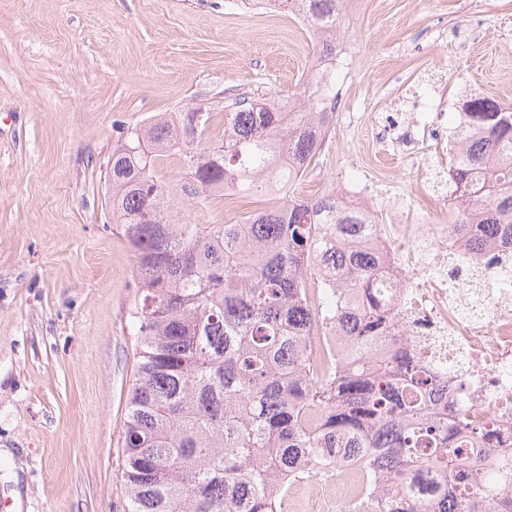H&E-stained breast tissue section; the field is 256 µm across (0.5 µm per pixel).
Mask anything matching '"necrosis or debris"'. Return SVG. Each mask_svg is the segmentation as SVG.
<instances>
[{
	"mask_svg": "<svg viewBox=\"0 0 512 512\" xmlns=\"http://www.w3.org/2000/svg\"><path fill=\"white\" fill-rule=\"evenodd\" d=\"M447 104L428 100L422 116L428 155L443 170L448 136L439 122ZM441 187L423 202V221L405 224L399 210L373 244L389 260L379 293L400 336V351L421 357L448 373L461 400L465 419L474 425L493 421L490 434L478 439L462 460L472 483H482L481 462L493 456L512 469V258L491 264L471 283L472 264L464 240L448 233V208ZM310 363L323 371L338 366L342 355L322 318H315L308 338ZM357 463L341 462L342 480L310 482L300 492L301 512H335L354 497Z\"/></svg>",
	"mask_w": 512,
	"mask_h": 512,
	"instance_id": "1",
	"label": "necrosis or debris"
}]
</instances>
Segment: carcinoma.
<instances>
[{
	"label": "carcinoma",
	"mask_w": 512,
	"mask_h": 512,
	"mask_svg": "<svg viewBox=\"0 0 512 512\" xmlns=\"http://www.w3.org/2000/svg\"><path fill=\"white\" fill-rule=\"evenodd\" d=\"M320 27L318 57H336L345 0H279ZM331 89L303 74L285 105L224 94V138L204 141L183 112L181 139L159 119L129 126L112 149V223L136 263V377L126 400L122 473L127 512H281L291 487L354 456L360 501L347 512H495L506 484L475 487L459 473L464 421L448 417L446 384L396 354L373 291L384 258L351 240L378 234L338 194L288 196L231 224H191L156 177L172 144L182 194L207 202L290 187L315 157L314 115ZM449 176L448 233L485 260L487 235L512 238V108L469 101ZM334 272L321 311L344 345L345 363L311 370L306 295L311 275Z\"/></svg>",
	"instance_id": "obj_1"
}]
</instances>
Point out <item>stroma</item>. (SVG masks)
<instances>
[{"label": "stroma", "instance_id": "35a3bbf8", "mask_svg": "<svg viewBox=\"0 0 512 512\" xmlns=\"http://www.w3.org/2000/svg\"><path fill=\"white\" fill-rule=\"evenodd\" d=\"M344 112L292 187L306 198L370 185L419 221L433 176L412 133L444 93L449 130L477 96L512 106V0H365L346 19ZM315 43L285 12L242 0H0V512H125L122 440L136 336L134 257L109 212L122 128L211 106L225 93L296 97ZM158 175L194 224L236 221L265 196L181 194L177 157Z\"/></svg>", "mask_w": 512, "mask_h": 512}]
</instances>
